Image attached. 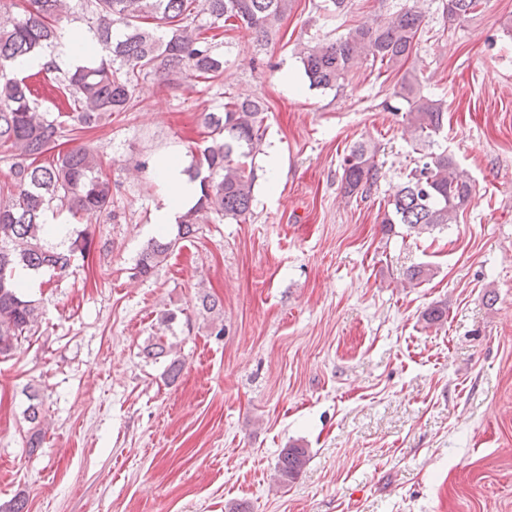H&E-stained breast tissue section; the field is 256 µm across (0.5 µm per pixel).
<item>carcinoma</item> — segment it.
I'll list each match as a JSON object with an SVG mask.
<instances>
[{
	"label": "carcinoma",
	"mask_w": 512,
	"mask_h": 512,
	"mask_svg": "<svg viewBox=\"0 0 512 512\" xmlns=\"http://www.w3.org/2000/svg\"><path fill=\"white\" fill-rule=\"evenodd\" d=\"M77 2L99 59L72 73L54 65L25 76L16 61L53 47L64 34L62 22ZM294 0H0V156L12 160L10 182L0 187V357L11 356L21 340L35 335L42 311L23 293L19 272H50L55 283L67 280L78 259L93 245L87 230L70 228L60 242L44 222L48 211L89 217L122 218L112 179L100 154L80 143L59 149L61 140L128 111L141 82L154 78L177 88L186 76L202 82L224 75L223 41L228 29H242L259 45L292 9ZM480 0H446L450 22H461ZM422 14L411 8L390 19L364 22L334 40L308 45L300 61L309 86L339 88L353 60L363 56L388 69H401L422 31ZM53 75L52 112L34 106L33 79ZM396 96L408 108L405 132L420 142H434L444 129L443 107L421 95L414 79L403 76ZM267 105L255 97L228 96L222 110L204 112L203 143L195 147L185 169L199 182L200 196L178 218L173 238H152L140 251L133 275L150 276L179 243L192 237L205 214L240 221L251 211L255 175L252 164L262 141ZM375 146L355 143L342 164V188L348 196L368 193L378 179ZM474 187L448 153L430 152L410 173L402 189L387 202L383 223L404 224L420 233L457 223L470 205ZM448 307L435 305L423 315L429 326L447 320ZM143 357L167 362L165 374L176 379L183 368L176 345L161 336L147 342ZM25 420L30 424L29 451L42 447L46 414L34 388L27 392ZM309 461L308 450H281L277 478L294 480Z\"/></svg>",
	"instance_id": "obj_1"
}]
</instances>
